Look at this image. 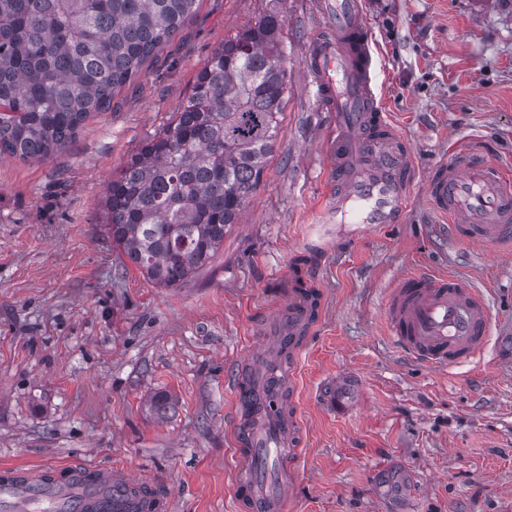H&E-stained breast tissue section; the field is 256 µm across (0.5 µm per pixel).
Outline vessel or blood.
Masks as SVG:
<instances>
[{"label":"vessel or blood","mask_w":512,"mask_h":512,"mask_svg":"<svg viewBox=\"0 0 512 512\" xmlns=\"http://www.w3.org/2000/svg\"><path fill=\"white\" fill-rule=\"evenodd\" d=\"M333 19L305 58V69L324 111L333 113L327 155L335 193L327 224L374 227L403 223L415 181L414 157L392 127L376 94L378 66L361 0H321ZM426 200L447 217L452 231L473 244H512V179L487 145L474 141L433 165ZM397 344L432 368L471 362L490 339L489 305L452 275H407L386 303ZM310 302L288 292L279 337L306 335ZM238 503L244 512H281L302 457L304 429L279 395L237 385ZM171 501L151 484L130 481L109 468L60 466L33 475L0 467V512H170Z\"/></svg>","instance_id":"1"}]
</instances>
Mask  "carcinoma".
Returning <instances> with one entry per match:
<instances>
[{"label":"carcinoma","instance_id":"carcinoma-1","mask_svg":"<svg viewBox=\"0 0 512 512\" xmlns=\"http://www.w3.org/2000/svg\"><path fill=\"white\" fill-rule=\"evenodd\" d=\"M199 0H0V156L46 159L104 112ZM283 16L224 37L174 120L104 198L112 245L153 284L179 288L236 223L273 153L286 104ZM265 363L270 382L288 339Z\"/></svg>","mask_w":512,"mask_h":512}]
</instances>
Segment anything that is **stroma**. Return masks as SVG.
Returning a JSON list of instances; mask_svg holds the SVG:
<instances>
[{
  "mask_svg": "<svg viewBox=\"0 0 512 512\" xmlns=\"http://www.w3.org/2000/svg\"><path fill=\"white\" fill-rule=\"evenodd\" d=\"M378 95L420 171L404 223H321L332 189L303 65L317 0H199L176 34L47 159L0 157V465L109 466L172 512H240L233 379L276 350L295 276L319 296L295 353L306 431L287 512H512V248L465 243L425 205L424 173L483 138L512 174V0H367ZM285 21L288 101L274 153L212 261L161 288L112 246L107 187L172 119L225 36ZM483 291L491 338L434 369L393 340L401 277ZM171 398L165 416L150 409Z\"/></svg>",
  "mask_w": 512,
  "mask_h": 512,
  "instance_id": "35a3bbf8",
  "label": "stroma"
}]
</instances>
